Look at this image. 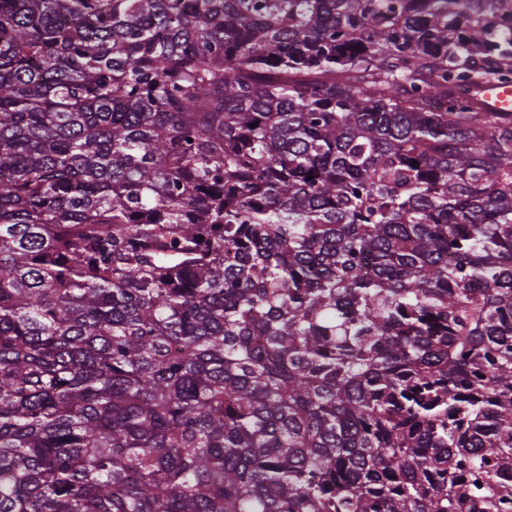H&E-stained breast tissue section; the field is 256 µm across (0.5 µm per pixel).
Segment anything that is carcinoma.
Listing matches in <instances>:
<instances>
[{
  "mask_svg": "<svg viewBox=\"0 0 512 512\" xmlns=\"http://www.w3.org/2000/svg\"><path fill=\"white\" fill-rule=\"evenodd\" d=\"M512 0H0V512H512ZM483 105L498 112H512V88L490 86L480 91Z\"/></svg>",
  "mask_w": 512,
  "mask_h": 512,
  "instance_id": "cac0c4a2",
  "label": "carcinoma"
}]
</instances>
